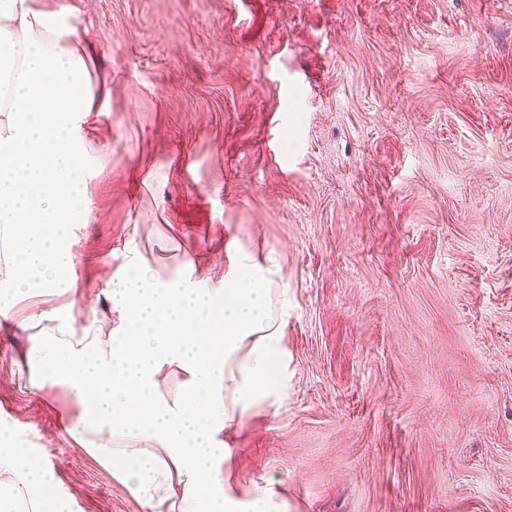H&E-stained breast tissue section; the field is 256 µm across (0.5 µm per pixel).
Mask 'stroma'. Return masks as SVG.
I'll use <instances>...</instances> for the list:
<instances>
[{
    "label": "stroma",
    "instance_id": "1",
    "mask_svg": "<svg viewBox=\"0 0 512 512\" xmlns=\"http://www.w3.org/2000/svg\"><path fill=\"white\" fill-rule=\"evenodd\" d=\"M94 46L90 223L77 296L0 324V417L73 512H143L32 392L31 312L103 290L132 252L222 283L235 238L274 253L294 372L227 438L242 490L288 512H512V0H36Z\"/></svg>",
    "mask_w": 512,
    "mask_h": 512
}]
</instances>
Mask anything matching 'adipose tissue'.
<instances>
[{"instance_id":"ef3b65f1","label":"adipose tissue","mask_w":512,"mask_h":512,"mask_svg":"<svg viewBox=\"0 0 512 512\" xmlns=\"http://www.w3.org/2000/svg\"><path fill=\"white\" fill-rule=\"evenodd\" d=\"M95 54L67 17L35 0H0V242L12 273L0 316L31 291L75 292L71 224L88 219L83 123L109 109ZM223 284L191 261L167 275L133 260L105 294L120 323L100 336L71 306L31 315V390L64 388L82 412L67 433L126 486L144 512H288L276 478L240 493L223 474L231 427L277 416L291 380L287 290L273 256L227 243ZM43 449L0 422L1 485L16 512H71Z\"/></svg>"}]
</instances>
